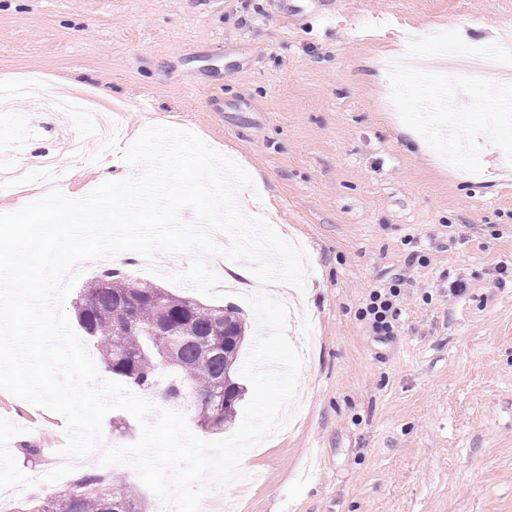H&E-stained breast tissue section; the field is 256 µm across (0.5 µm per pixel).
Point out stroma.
<instances>
[{"instance_id":"1","label":"stroma","mask_w":512,"mask_h":512,"mask_svg":"<svg viewBox=\"0 0 512 512\" xmlns=\"http://www.w3.org/2000/svg\"><path fill=\"white\" fill-rule=\"evenodd\" d=\"M415 29L512 49V0H0V82L46 74L0 113V143L68 156L67 82L104 87L122 136L85 145L58 185L82 198L154 122L236 160L304 249L299 411L247 453L237 512H512V165L484 144L471 174L405 133L388 63ZM414 265H406V256ZM403 280L394 334L361 318ZM460 282L463 292L449 297ZM63 418L0 390V499L62 487Z\"/></svg>"}]
</instances>
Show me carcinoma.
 <instances>
[{"label": "carcinoma", "instance_id": "cac0c4a2", "mask_svg": "<svg viewBox=\"0 0 512 512\" xmlns=\"http://www.w3.org/2000/svg\"><path fill=\"white\" fill-rule=\"evenodd\" d=\"M73 309L107 373L171 406L191 392L199 424L214 418L216 432L235 420L237 381L226 387L220 412L212 406L215 383L226 372L236 374L240 345L228 337L232 328L246 329L238 308L191 303L106 268L83 288ZM140 503L129 487L88 470L61 491L18 503L15 512H142Z\"/></svg>", "mask_w": 512, "mask_h": 512}]
</instances>
